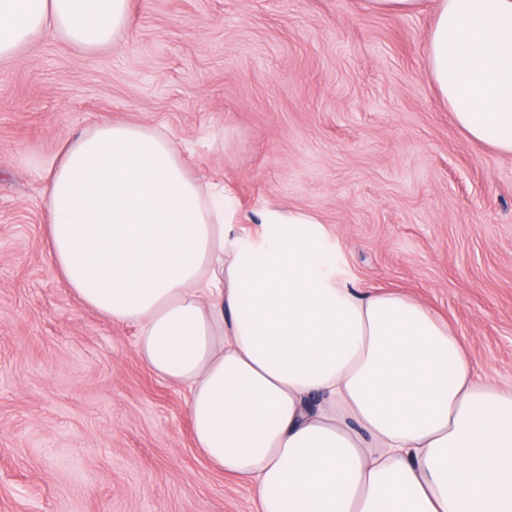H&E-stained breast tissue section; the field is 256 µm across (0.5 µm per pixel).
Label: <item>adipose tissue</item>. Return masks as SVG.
<instances>
[{
	"mask_svg": "<svg viewBox=\"0 0 512 512\" xmlns=\"http://www.w3.org/2000/svg\"><path fill=\"white\" fill-rule=\"evenodd\" d=\"M128 23L129 0H0V58L36 35L92 52ZM428 56L455 124L512 156V0H436ZM42 168L53 270L137 327L141 361L189 392L195 447L256 512H512V390L477 380L414 298L337 275L315 213L237 233L224 181L126 122Z\"/></svg>",
	"mask_w": 512,
	"mask_h": 512,
	"instance_id": "adipose-tissue-1",
	"label": "adipose tissue"
}]
</instances>
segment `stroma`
<instances>
[{
	"label": "stroma",
	"instance_id": "1",
	"mask_svg": "<svg viewBox=\"0 0 512 512\" xmlns=\"http://www.w3.org/2000/svg\"><path fill=\"white\" fill-rule=\"evenodd\" d=\"M435 0H130L123 40L36 36L0 58V512H255L194 446L187 393L136 330L54 275L39 160L101 121L165 129L241 227L320 217L339 275L408 294L512 388V157L470 141L433 83ZM423 0H367L368 8L385 14H408L420 9Z\"/></svg>",
	"mask_w": 512,
	"mask_h": 512
}]
</instances>
